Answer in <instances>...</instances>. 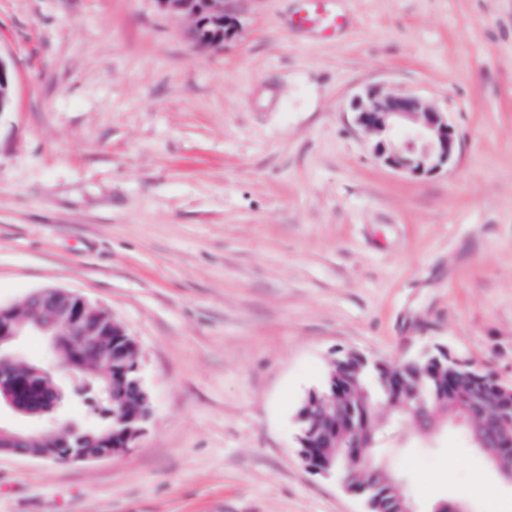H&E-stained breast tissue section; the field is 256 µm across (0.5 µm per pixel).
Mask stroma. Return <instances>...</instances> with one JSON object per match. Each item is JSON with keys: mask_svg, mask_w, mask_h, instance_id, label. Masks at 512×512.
<instances>
[{"mask_svg": "<svg viewBox=\"0 0 512 512\" xmlns=\"http://www.w3.org/2000/svg\"><path fill=\"white\" fill-rule=\"evenodd\" d=\"M225 0L216 48L157 0H0V304L61 288L138 345L150 415L121 454L0 453V512H365L308 471L296 412L332 363L439 347L512 384V0ZM446 112L450 168L382 165L367 89ZM422 506L512 487L466 433L403 423ZM298 9L290 25L321 38H332L348 24L347 14L337 6L340 0H297Z\"/></svg>", "mask_w": 512, "mask_h": 512, "instance_id": "stroma-1", "label": "stroma"}]
</instances>
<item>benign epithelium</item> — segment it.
Segmentation results:
<instances>
[{
	"instance_id": "benign-epithelium-1",
	"label": "benign epithelium",
	"mask_w": 512,
	"mask_h": 512,
	"mask_svg": "<svg viewBox=\"0 0 512 512\" xmlns=\"http://www.w3.org/2000/svg\"><path fill=\"white\" fill-rule=\"evenodd\" d=\"M160 6L173 12L189 15L194 20L193 39L206 46L217 45L229 30L225 16L224 0H158ZM355 122L363 131L377 135L372 142L375 157L386 167L412 175H428L449 168L457 159L461 144L454 127L445 112L427 107L417 95L405 94L386 99L368 90L356 97L352 104ZM25 316L17 315V307L0 306V373L8 378V384L0 383V405L34 420L54 413L61 400L54 371L49 366L37 370L43 378L44 398L37 406L20 402L17 383L26 379L18 368L16 358L10 353V344L30 329H39L50 336L52 342L63 337L69 339L73 355L60 360V365L83 375L86 369L79 357L82 339L97 334V326L91 315L107 314L105 310L92 309L79 296L60 290L43 289L30 295L23 303ZM424 367L432 369L451 360L462 369V374L473 383L482 385L491 381L498 390L496 404L489 407L481 400L470 401L463 414L454 419L455 425L481 424L484 430L482 448L489 442L503 448L512 446V385H504L496 378L480 376L482 369L474 363L456 358L445 348L423 354ZM12 447L0 451L21 456L41 457V454L19 449L28 442V437L8 434ZM350 447L362 451L368 461H373L371 451L376 441L368 436L361 426L348 431Z\"/></svg>"
}]
</instances>
